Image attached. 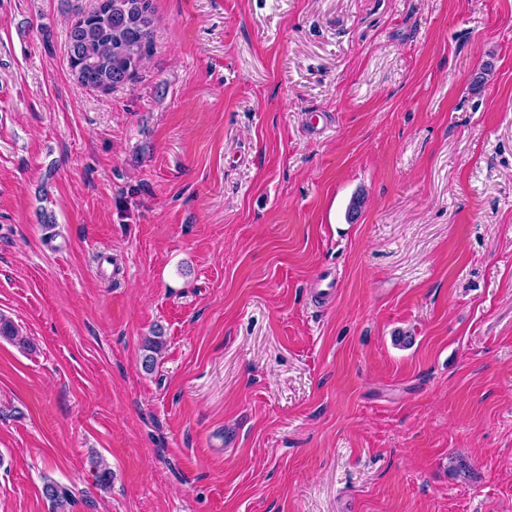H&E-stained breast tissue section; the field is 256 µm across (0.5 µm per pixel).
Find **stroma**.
Returning <instances> with one entry per match:
<instances>
[{"mask_svg":"<svg viewBox=\"0 0 512 512\" xmlns=\"http://www.w3.org/2000/svg\"><path fill=\"white\" fill-rule=\"evenodd\" d=\"M95 4L0 0V512H512V0H153L107 91ZM153 35L152 0H98L92 11L77 17L68 29L72 74L91 89H98L97 82L110 83L111 88L124 85L133 80L149 55ZM78 70L88 79L78 80ZM44 497L50 502L52 512H71L75 503L72 491L54 481H47L43 488Z\"/></svg>","mask_w":512,"mask_h":512,"instance_id":"obj_1","label":"stroma"}]
</instances>
